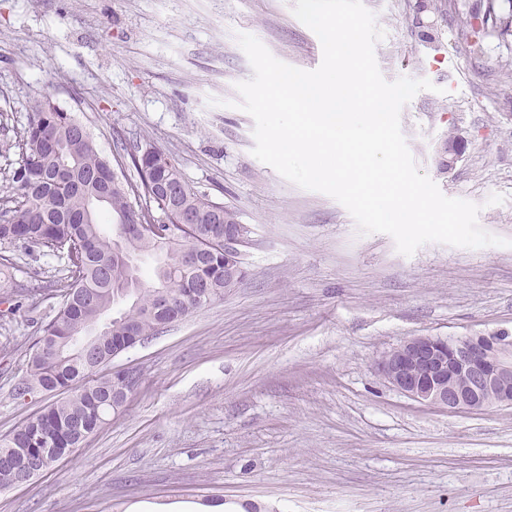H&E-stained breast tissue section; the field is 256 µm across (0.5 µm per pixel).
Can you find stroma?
<instances>
[{
	"instance_id": "obj_1",
	"label": "stroma",
	"mask_w": 512,
	"mask_h": 512,
	"mask_svg": "<svg viewBox=\"0 0 512 512\" xmlns=\"http://www.w3.org/2000/svg\"><path fill=\"white\" fill-rule=\"evenodd\" d=\"M293 3L0 0V124L23 126L47 95L103 155L149 138L255 238L243 282L102 367L137 370L138 387L72 458L0 490V512H206L211 498L226 512H512V407L425 406L375 369L414 336L512 332V46L487 38L474 53L487 0H446L431 44L417 0H363L385 33L383 77L434 85L400 114L418 169L508 241L405 256L251 154L237 36L318 68L321 42ZM451 135L464 146L444 172L436 148ZM1 253L14 265L0 267V438L51 400L15 387L68 275L45 248Z\"/></svg>"
}]
</instances>
